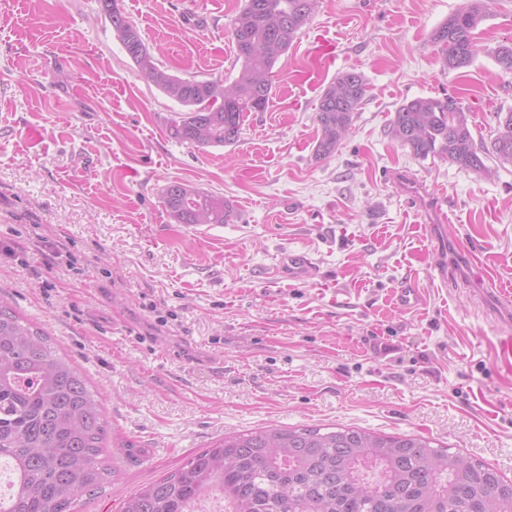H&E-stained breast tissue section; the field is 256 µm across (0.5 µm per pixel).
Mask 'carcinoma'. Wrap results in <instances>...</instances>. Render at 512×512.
Returning <instances> with one entry per match:
<instances>
[{
    "label": "carcinoma",
    "instance_id": "cac0c4a2",
    "mask_svg": "<svg viewBox=\"0 0 512 512\" xmlns=\"http://www.w3.org/2000/svg\"><path fill=\"white\" fill-rule=\"evenodd\" d=\"M496 0H468L431 32L446 67H469L479 52L475 31ZM317 0H244L232 19L237 76L227 85L180 78L158 66L118 0H99L125 52L149 82L183 107L169 136L193 147L238 141L243 117L267 109L273 69ZM366 95L356 70L323 91L315 158L331 156ZM491 147L476 143L469 115L451 96L418 97L395 112L389 133L421 158L487 171L492 158L512 166V112L498 114ZM174 224H227L224 196L173 181L161 189ZM108 421L85 376L56 354L50 338L0 303V468L9 489L0 512H75L76 502L110 483ZM222 500L224 512H512V480L474 457L418 434H376L355 427L260 428L226 434L177 470L126 499L121 512H198Z\"/></svg>",
    "mask_w": 512,
    "mask_h": 512
}]
</instances>
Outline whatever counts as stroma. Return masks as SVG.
Here are the masks:
<instances>
[{"label": "stroma", "mask_w": 512, "mask_h": 512, "mask_svg": "<svg viewBox=\"0 0 512 512\" xmlns=\"http://www.w3.org/2000/svg\"><path fill=\"white\" fill-rule=\"evenodd\" d=\"M466 3L317 0L267 110L245 116L237 143L198 149L169 137L180 105L138 72L98 0H0V300L85 375L118 471L77 512H119L215 439L274 425L416 433L512 479V372L488 351L504 330L476 273L512 287V167L420 159L389 133L417 97L456 98L486 143L512 111V73L494 58L512 0L478 27L466 72L430 41ZM243 4L120 0L161 67L225 84ZM351 69L365 100L316 160L320 97ZM404 176L442 199L451 281L431 267L432 216L398 190ZM172 181L223 195L230 223H171ZM288 249L312 276L278 274ZM406 284L419 301L401 310Z\"/></svg>", "instance_id": "stroma-1"}]
</instances>
